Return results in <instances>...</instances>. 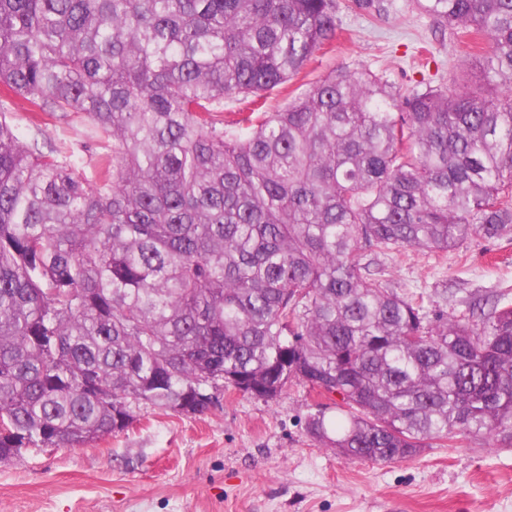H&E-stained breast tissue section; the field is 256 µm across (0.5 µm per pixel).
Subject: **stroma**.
<instances>
[{
    "mask_svg": "<svg viewBox=\"0 0 512 512\" xmlns=\"http://www.w3.org/2000/svg\"><path fill=\"white\" fill-rule=\"evenodd\" d=\"M389 16L342 10L336 36L289 90L339 63L407 86L455 75L453 42L412 0ZM43 136L85 172L98 143L77 117L45 119ZM393 288L447 290L448 310L472 298L512 300V240L471 237L448 252L403 249L382 257ZM331 397L294 384L272 400L226 390L203 416L147 408L123 432L75 448L28 449L0 461V512H512V447L493 438L430 442L395 463L350 462L310 437L306 417Z\"/></svg>",
    "mask_w": 512,
    "mask_h": 512,
    "instance_id": "obj_1",
    "label": "stroma"
}]
</instances>
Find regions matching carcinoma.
<instances>
[{
    "mask_svg": "<svg viewBox=\"0 0 512 512\" xmlns=\"http://www.w3.org/2000/svg\"><path fill=\"white\" fill-rule=\"evenodd\" d=\"M416 7L477 40L463 88L341 64L226 120L324 49L338 0H0V460L204 415L227 380L339 396L306 431L349 461L512 446V302L431 317L363 262L512 234V0ZM13 112L81 115L95 175Z\"/></svg>",
    "mask_w": 512,
    "mask_h": 512,
    "instance_id": "cac0c4a2",
    "label": "carcinoma"
}]
</instances>
